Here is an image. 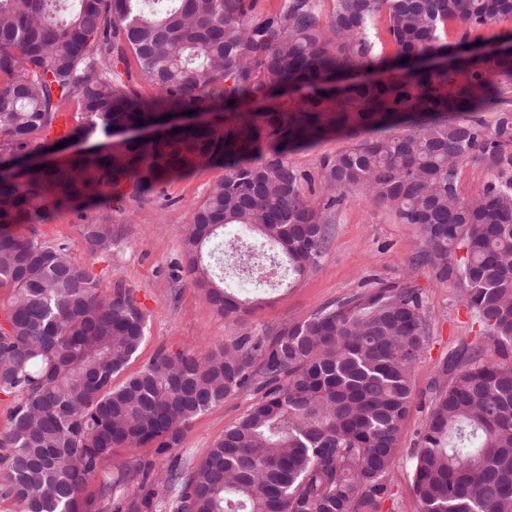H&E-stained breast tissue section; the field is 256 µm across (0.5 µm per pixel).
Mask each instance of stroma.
Listing matches in <instances>:
<instances>
[{
    "label": "stroma",
    "instance_id": "1",
    "mask_svg": "<svg viewBox=\"0 0 512 512\" xmlns=\"http://www.w3.org/2000/svg\"><path fill=\"white\" fill-rule=\"evenodd\" d=\"M224 177L219 165H204L193 174L165 181L153 193H127L119 209L109 211L115 244L108 253H91L80 235L78 211L61 208L47 221L26 226L27 235L48 243L68 244L75 257L99 281L102 294L116 284L133 289L148 314L147 336L126 364L132 375L160 350H187L200 355L250 333L268 336L307 318L322 306L379 283H408L420 288L426 303L430 335L413 372L410 408L402 423V451L393 468L391 499L382 512H417L410 472L419 432L439 385L438 369L460 344L475 345L483 337L454 282H438L433 267L413 264L419 248L413 225L399 223L394 213L349 194L334 224L328 227L318 268L283 286L250 283L246 290L257 307L244 327L225 324L174 264L182 259V243L194 208ZM256 387L237 392L224 404L201 414L186 431L178 450L183 465L202 461L225 428L244 417L258 400Z\"/></svg>",
    "mask_w": 512,
    "mask_h": 512
}]
</instances>
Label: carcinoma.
I'll return each mask as SVG.
<instances>
[{
	"mask_svg": "<svg viewBox=\"0 0 512 512\" xmlns=\"http://www.w3.org/2000/svg\"><path fill=\"white\" fill-rule=\"evenodd\" d=\"M0 0V500L15 512H381L401 452L413 367L429 335L419 289L395 283L326 305L274 336H240L198 357L162 352L122 383L148 315L130 288L103 295L66 244L18 232L61 208L123 201L219 163L224 179L194 209L186 275L230 325L251 299L224 287L216 241L292 279L319 266L327 225L359 191L419 231L415 265L454 281L491 350L448 355L419 434L418 512H512V54L474 53L473 32L512 19V0ZM383 22L395 48L382 45ZM460 32L448 43V24ZM455 57L454 70L418 68ZM137 76L155 89L135 87ZM234 104H229V101ZM78 124L59 132L63 113ZM213 112L154 140L114 131L170 112ZM331 135L321 203L289 156ZM98 141L63 163L19 156ZM490 179L469 198L459 168ZM88 250L112 225H80ZM258 369H253L255 361ZM263 379L261 398L187 470L177 450L194 419ZM116 448L170 458L110 472ZM137 479L142 494L121 492ZM98 483L95 495L86 486Z\"/></svg>",
	"mask_w": 512,
	"mask_h": 512,
	"instance_id": "1",
	"label": "carcinoma"
}]
</instances>
